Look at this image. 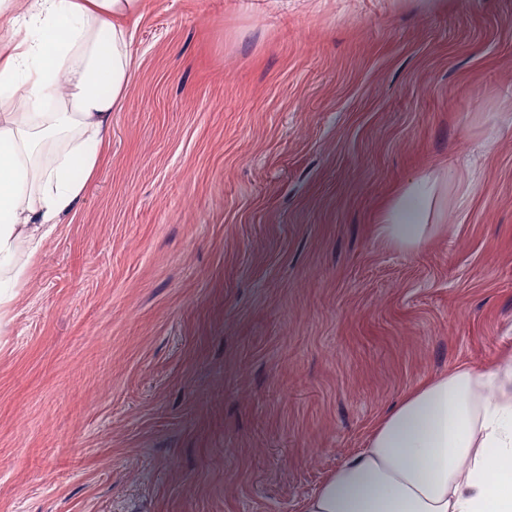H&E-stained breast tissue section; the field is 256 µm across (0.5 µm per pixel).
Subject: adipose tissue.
Listing matches in <instances>:
<instances>
[{
  "instance_id": "1",
  "label": "adipose tissue",
  "mask_w": 512,
  "mask_h": 512,
  "mask_svg": "<svg viewBox=\"0 0 512 512\" xmlns=\"http://www.w3.org/2000/svg\"><path fill=\"white\" fill-rule=\"evenodd\" d=\"M144 0H0V305L84 195L131 78ZM438 167L385 204L386 245L423 250ZM512 355L425 379L383 414L303 512H512Z\"/></svg>"
}]
</instances>
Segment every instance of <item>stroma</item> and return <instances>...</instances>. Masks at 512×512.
Segmentation results:
<instances>
[{
    "label": "stroma",
    "instance_id": "obj_1",
    "mask_svg": "<svg viewBox=\"0 0 512 512\" xmlns=\"http://www.w3.org/2000/svg\"><path fill=\"white\" fill-rule=\"evenodd\" d=\"M129 26L102 162L0 317V512H302L418 381L512 351V0ZM434 163L444 225L389 248ZM440 169L426 168L388 200L374 226L383 243L411 253L426 247L432 225L427 221L441 205Z\"/></svg>",
    "mask_w": 512,
    "mask_h": 512
}]
</instances>
